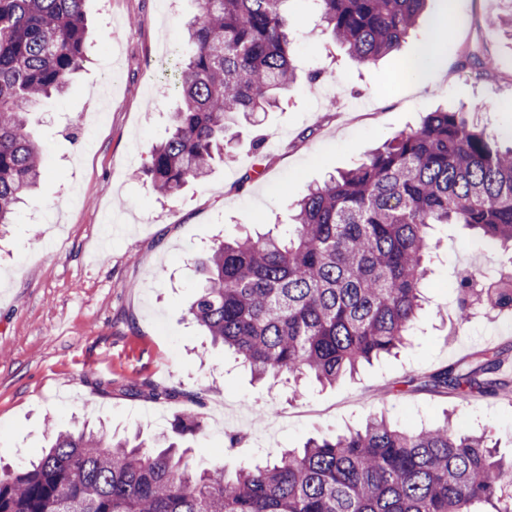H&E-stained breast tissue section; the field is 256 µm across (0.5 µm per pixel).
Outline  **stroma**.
Instances as JSON below:
<instances>
[{"label":"stroma","instance_id":"35a3bbf8","mask_svg":"<svg viewBox=\"0 0 512 512\" xmlns=\"http://www.w3.org/2000/svg\"><path fill=\"white\" fill-rule=\"evenodd\" d=\"M195 0H88L89 61L68 92L32 116L46 171L31 203L0 231V462L25 466L48 448V423L90 424L153 446L185 409L203 428L182 437L195 469L239 467L299 448L308 438L360 427L374 414L398 423H435L452 414L512 457V397L461 401L421 379L477 351L499 347L512 369V314L475 313L460 323L447 288L466 268H512L459 224H437L419 322L397 355L352 378L287 385L252 380L234 356L192 323L187 304L202 276L196 256L244 231L287 233L295 200L311 184L352 168L367 152L417 126L437 108L473 110L488 131L512 129V37L485 0H427L399 53L365 68L323 31L311 0H290L301 75L278 108L242 124L232 161L177 198L159 200L138 178L152 145L168 135L179 102L173 66L190 47L184 28ZM450 26L443 68L398 81L403 59L427 42L439 17ZM470 48L494 60L488 74L459 65ZM111 60L121 75L105 109L108 124L79 123ZM323 69L312 84L307 73ZM261 181L241 183L253 165ZM246 442L225 451L229 434Z\"/></svg>","mask_w":512,"mask_h":512}]
</instances>
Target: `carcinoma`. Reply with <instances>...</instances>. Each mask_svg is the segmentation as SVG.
I'll return each mask as SVG.
<instances>
[{
  "label": "carcinoma",
  "instance_id": "cac0c4a2",
  "mask_svg": "<svg viewBox=\"0 0 512 512\" xmlns=\"http://www.w3.org/2000/svg\"><path fill=\"white\" fill-rule=\"evenodd\" d=\"M290 0H198L191 54L175 64L180 105L169 137L141 170L153 194L177 195L226 161L224 137L278 104L296 83ZM319 20L361 65L400 49L425 0H312ZM85 0H0V224L36 189L45 155L29 116L67 91L89 62ZM434 224H462L489 248L512 250V143L437 109L371 150L360 165L307 189L285 236L213 244L189 306L212 341L259 380L331 385L395 352L422 306ZM459 273L460 324L472 311L512 310V276L494 291ZM499 352L452 363L425 384L457 398L512 391ZM202 428L187 410L174 433ZM51 446L15 470L0 465V512H512V458L447 421L397 427L373 418L355 432L308 440L274 460L195 472L174 444L156 451L104 431L51 428Z\"/></svg>",
  "mask_w": 512,
  "mask_h": 512
}]
</instances>
